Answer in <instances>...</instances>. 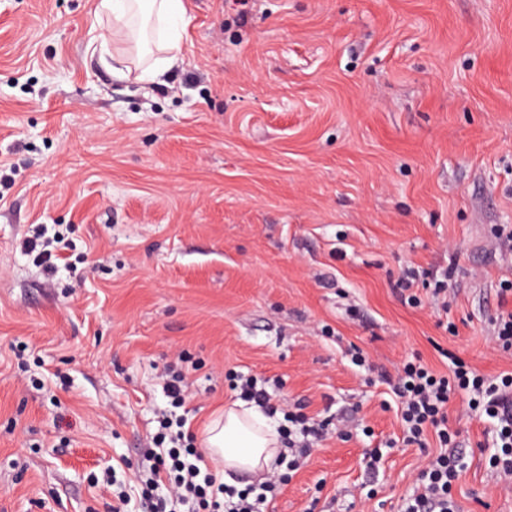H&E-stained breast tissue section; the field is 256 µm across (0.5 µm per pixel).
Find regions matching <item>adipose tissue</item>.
I'll return each mask as SVG.
<instances>
[{
	"label": "adipose tissue",
	"instance_id": "adipose-tissue-1",
	"mask_svg": "<svg viewBox=\"0 0 512 512\" xmlns=\"http://www.w3.org/2000/svg\"><path fill=\"white\" fill-rule=\"evenodd\" d=\"M183 0H97L95 15L107 20L108 32L133 34L138 56L157 49L160 56L137 74L152 83L171 68L181 53V36L170 28L172 19L183 18ZM204 445L212 456L235 469L262 478L281 449L276 426L255 405L237 402L207 426Z\"/></svg>",
	"mask_w": 512,
	"mask_h": 512
}]
</instances>
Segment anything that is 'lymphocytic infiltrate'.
<instances>
[{
  "label": "lymphocytic infiltrate",
  "mask_w": 512,
  "mask_h": 512,
  "mask_svg": "<svg viewBox=\"0 0 512 512\" xmlns=\"http://www.w3.org/2000/svg\"><path fill=\"white\" fill-rule=\"evenodd\" d=\"M448 373L435 372L420 359L407 360L386 383L396 398L402 437L386 440L396 444L426 447L435 435L441 447L417 480L414 493L405 498L401 512H457L453 487L463 468L458 432L448 426V403L453 396L465 399L469 410L491 433L488 464L497 474L512 478V371L486 375L471 368L456 354H449ZM239 397L255 404L267 415L283 414L288 422L285 454L277 456L276 473L245 489L221 483L217 474L201 466L203 456L188 447L184 422L164 412L158 417L156 445L147 449L149 474L141 488L148 512H270L281 484L297 471L315 443L328 433L346 437L342 427L328 429L302 409L281 413L264 379L244 376Z\"/></svg>",
  "instance_id": "obj_1"
}]
</instances>
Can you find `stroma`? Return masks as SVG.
<instances>
[{"mask_svg":"<svg viewBox=\"0 0 512 512\" xmlns=\"http://www.w3.org/2000/svg\"><path fill=\"white\" fill-rule=\"evenodd\" d=\"M96 0H0V512H143L140 465L184 375L193 438L257 375L340 416L273 512H400L439 442L400 436L384 374L490 340L512 256V0H184L182 64L143 90L99 61ZM63 230L56 270L21 248ZM447 272L439 326L408 267ZM359 348L368 367L355 366ZM459 512H512L453 397Z\"/></svg>","mask_w":512,"mask_h":512,"instance_id":"35a3bbf8","label":"stroma"}]
</instances>
